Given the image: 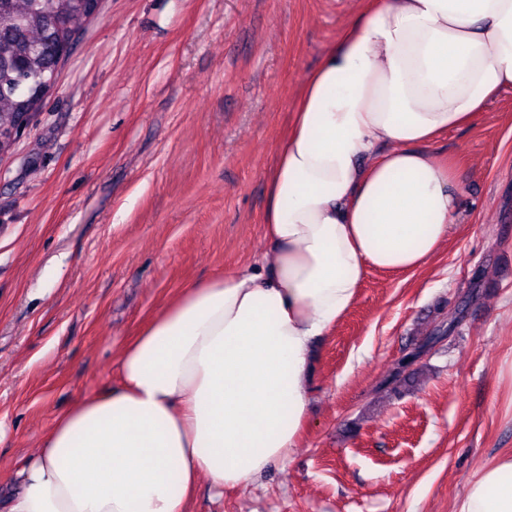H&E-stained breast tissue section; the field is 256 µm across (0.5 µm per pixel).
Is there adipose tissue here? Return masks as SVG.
Returning <instances> with one entry per match:
<instances>
[{"label": "adipose tissue", "mask_w": 512, "mask_h": 512, "mask_svg": "<svg viewBox=\"0 0 512 512\" xmlns=\"http://www.w3.org/2000/svg\"><path fill=\"white\" fill-rule=\"evenodd\" d=\"M303 80L252 268L187 284L16 470L7 512H187L200 476L246 488L297 448L313 342L370 270L447 242L463 189L431 148L512 89V0H366ZM453 512H512V454Z\"/></svg>", "instance_id": "obj_1"}]
</instances>
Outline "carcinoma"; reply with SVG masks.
<instances>
[{"label": "carcinoma", "mask_w": 512, "mask_h": 512, "mask_svg": "<svg viewBox=\"0 0 512 512\" xmlns=\"http://www.w3.org/2000/svg\"><path fill=\"white\" fill-rule=\"evenodd\" d=\"M90 11L91 0H0V134L18 128L25 114L43 110L48 95L41 79L69 56ZM458 322L456 317L439 326L382 387L395 390L411 380L406 369L430 342L454 332Z\"/></svg>", "instance_id": "cac0c4a2"}]
</instances>
